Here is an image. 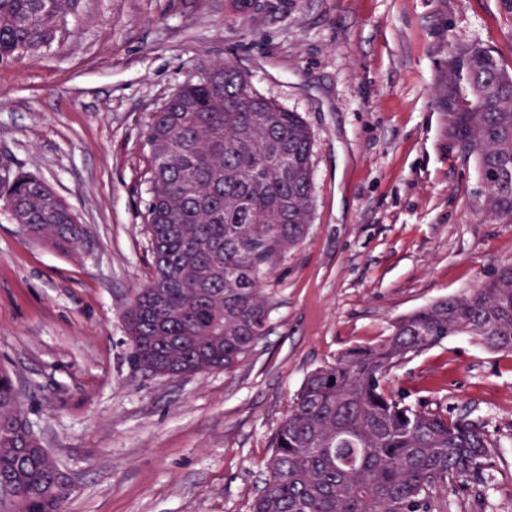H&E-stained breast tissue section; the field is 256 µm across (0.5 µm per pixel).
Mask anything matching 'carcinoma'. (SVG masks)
Wrapping results in <instances>:
<instances>
[{"instance_id":"1","label":"carcinoma","mask_w":512,"mask_h":512,"mask_svg":"<svg viewBox=\"0 0 512 512\" xmlns=\"http://www.w3.org/2000/svg\"><path fill=\"white\" fill-rule=\"evenodd\" d=\"M75 0H0V64L58 41ZM443 133L475 161L482 214L512 224V72L479 44L455 52L443 82ZM147 282L125 313L133 359L155 375L238 364L268 334L263 277L312 223V134L258 96L230 62L206 66L150 113ZM0 202L38 241L67 253L88 229L38 176L18 172ZM451 336L512 356V262L480 285L405 315L381 340L310 372L272 437L251 512H432L438 488L484 485V426L388 388L395 367ZM10 372L0 368V483L23 512H49L59 465L28 449Z\"/></svg>"}]
</instances>
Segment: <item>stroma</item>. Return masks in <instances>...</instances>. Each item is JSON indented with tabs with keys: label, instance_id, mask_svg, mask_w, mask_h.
I'll use <instances>...</instances> for the list:
<instances>
[{
	"label": "stroma",
	"instance_id": "stroma-1",
	"mask_svg": "<svg viewBox=\"0 0 512 512\" xmlns=\"http://www.w3.org/2000/svg\"><path fill=\"white\" fill-rule=\"evenodd\" d=\"M480 44L512 69V0H77L61 41L0 64V167L41 177L89 228L60 254L0 210V366L67 474V512H250L305 376L512 262V224L442 134L439 82ZM312 133V224L268 280L267 337L229 371L156 376L123 311L148 275L143 129L212 62ZM391 390L480 419L490 481L433 512H512V357L465 336Z\"/></svg>",
	"mask_w": 512,
	"mask_h": 512
}]
</instances>
